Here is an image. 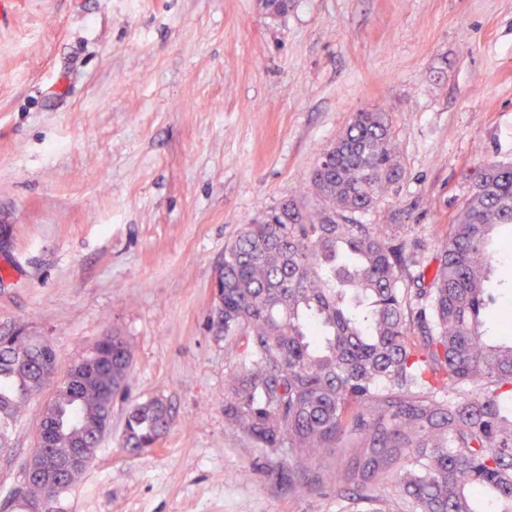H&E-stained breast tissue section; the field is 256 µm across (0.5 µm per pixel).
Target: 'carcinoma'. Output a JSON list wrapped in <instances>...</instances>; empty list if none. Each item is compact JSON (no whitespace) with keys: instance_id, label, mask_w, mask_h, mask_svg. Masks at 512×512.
<instances>
[{"instance_id":"1","label":"carcinoma","mask_w":512,"mask_h":512,"mask_svg":"<svg viewBox=\"0 0 512 512\" xmlns=\"http://www.w3.org/2000/svg\"><path fill=\"white\" fill-rule=\"evenodd\" d=\"M402 174L387 113L362 109L318 150L299 198L224 247L215 273L224 322L212 326L237 357L224 375V423L291 488L320 484L322 460L336 455L353 497L369 498L397 465L410 512H479L480 496L512 512V337L484 331L495 236L512 226V162L474 168L466 207L430 257L392 226L354 218ZM54 358L20 331L0 334L1 439ZM130 366L117 333L75 361L88 378L59 388L43 419L51 457L98 447ZM170 418L160 398L132 406L126 451L163 437ZM41 465L0 512H14L20 493H46Z\"/></svg>"}]
</instances>
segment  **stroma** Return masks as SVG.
<instances>
[{"instance_id": "1", "label": "stroma", "mask_w": 512, "mask_h": 512, "mask_svg": "<svg viewBox=\"0 0 512 512\" xmlns=\"http://www.w3.org/2000/svg\"><path fill=\"white\" fill-rule=\"evenodd\" d=\"M388 112L403 166L366 224L435 253L485 160L512 161V0H8L0 11V333L60 365L116 332L129 389L63 512H381L333 459L291 492L224 424L233 355L211 285L242 224L295 197L354 112ZM0 449V501L22 480L52 396ZM164 399L160 447L126 453L130 407Z\"/></svg>"}]
</instances>
